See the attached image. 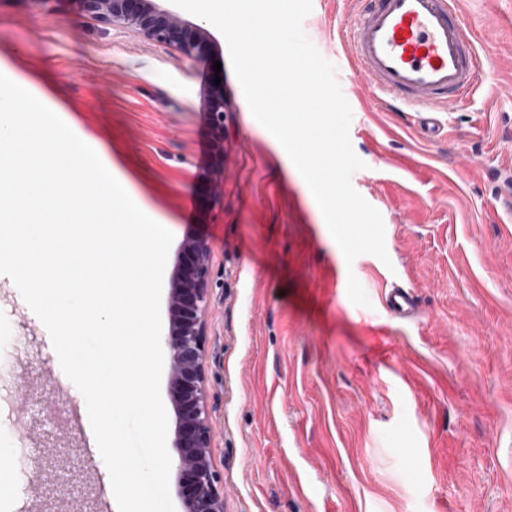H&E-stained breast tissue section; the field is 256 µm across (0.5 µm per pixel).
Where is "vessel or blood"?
Here are the masks:
<instances>
[{
  "instance_id": "obj_1",
  "label": "vessel or blood",
  "mask_w": 512,
  "mask_h": 512,
  "mask_svg": "<svg viewBox=\"0 0 512 512\" xmlns=\"http://www.w3.org/2000/svg\"><path fill=\"white\" fill-rule=\"evenodd\" d=\"M346 56L364 77L375 103L412 112L438 133V113L481 87L484 62L459 10V0H357L343 30ZM412 289L385 291L382 307L394 319L416 310Z\"/></svg>"
}]
</instances>
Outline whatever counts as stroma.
<instances>
[{"label":"stroma","instance_id":"1","mask_svg":"<svg viewBox=\"0 0 512 512\" xmlns=\"http://www.w3.org/2000/svg\"><path fill=\"white\" fill-rule=\"evenodd\" d=\"M482 86L424 133L353 92V188L384 222L387 260L353 263L304 179L251 114L211 30L201 58L85 15L0 0V67L31 79L134 179L150 217L211 249L205 386L224 512H512V0H460ZM354 0H312L303 30L328 61ZM221 71H214V62ZM230 104L216 157L202 109ZM220 189H213L216 177ZM356 277L369 303L347 293ZM413 288L387 316L380 281ZM46 327L0 279V512H118ZM29 414L18 422V395Z\"/></svg>","mask_w":512,"mask_h":512}]
</instances>
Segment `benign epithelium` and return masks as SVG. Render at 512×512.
Returning a JSON list of instances; mask_svg holds the SVG:
<instances>
[{
    "label": "benign epithelium",
    "instance_id": "benign-epithelium-1",
    "mask_svg": "<svg viewBox=\"0 0 512 512\" xmlns=\"http://www.w3.org/2000/svg\"><path fill=\"white\" fill-rule=\"evenodd\" d=\"M88 16L118 23L150 40L174 45L186 57L203 50L208 32L189 24L175 12L148 0H77ZM217 146L219 167H224V91L217 86L205 103ZM208 243L193 239L182 245L170 289L172 310L165 337L169 353V394L175 415V483L182 512H224V483L210 455L212 427L205 393L204 322L209 303Z\"/></svg>",
    "mask_w": 512,
    "mask_h": 512
}]
</instances>
